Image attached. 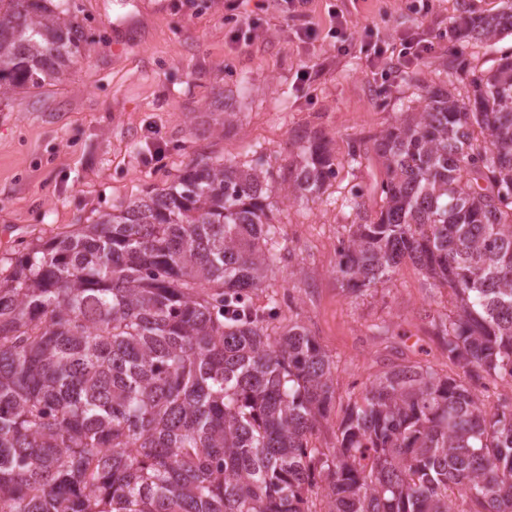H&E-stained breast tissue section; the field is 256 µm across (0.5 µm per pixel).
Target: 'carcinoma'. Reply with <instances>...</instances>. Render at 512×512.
Segmentation results:
<instances>
[{
  "instance_id": "carcinoma-1",
  "label": "carcinoma",
  "mask_w": 512,
  "mask_h": 512,
  "mask_svg": "<svg viewBox=\"0 0 512 512\" xmlns=\"http://www.w3.org/2000/svg\"><path fill=\"white\" fill-rule=\"evenodd\" d=\"M512 35V4L470 37ZM87 44L66 0H0V98L59 81ZM442 84L360 142L379 210L356 218L336 273L354 293L408 259L459 300L433 321L465 380L399 363L313 436L336 363L251 292L281 260L270 215L336 175L302 140L273 174L202 159L166 188L26 248L0 272V512H512V51ZM462 509L453 510L448 490Z\"/></svg>"
}]
</instances>
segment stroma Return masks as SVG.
<instances>
[{
	"mask_svg": "<svg viewBox=\"0 0 512 512\" xmlns=\"http://www.w3.org/2000/svg\"><path fill=\"white\" fill-rule=\"evenodd\" d=\"M414 2L305 0L313 32L302 41L265 0H69L86 49L60 81L0 100V267L28 244L168 186L192 161L275 170L292 160L298 137L317 135L336 175L315 199L279 206L276 241L286 259L253 297L261 305L277 293L278 326L304 324L336 363V397L316 445H335L350 395L391 365L424 356L462 379L431 325L455 307L449 288L429 287L408 260L358 294L335 273L338 243L355 220L353 187L378 209L373 188L384 176L373 155L349 166L351 147L421 106L424 87L451 61L485 71L496 57L461 19L500 11L504 0H427L423 18ZM336 12L349 31L374 40L423 25L433 49L378 74L358 49L339 50L329 31ZM245 17L266 41L244 43L237 22Z\"/></svg>",
	"mask_w": 512,
	"mask_h": 512,
	"instance_id": "stroma-1",
	"label": "stroma"
}]
</instances>
